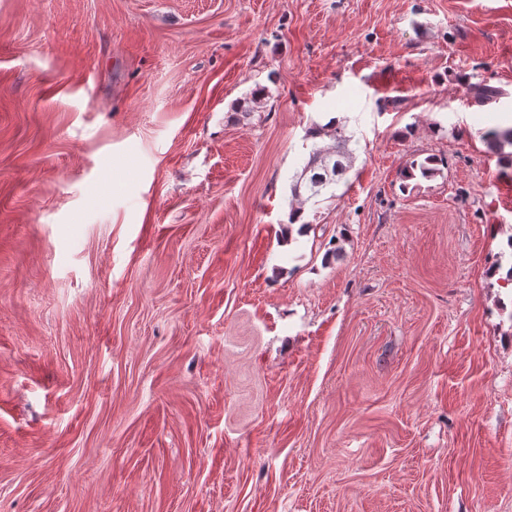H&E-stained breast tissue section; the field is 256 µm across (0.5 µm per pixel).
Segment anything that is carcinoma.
<instances>
[{
	"label": "carcinoma",
	"mask_w": 512,
	"mask_h": 512,
	"mask_svg": "<svg viewBox=\"0 0 512 512\" xmlns=\"http://www.w3.org/2000/svg\"><path fill=\"white\" fill-rule=\"evenodd\" d=\"M465 88L469 96L480 105L491 103L502 95L498 87L483 82H467ZM309 137H326L329 143L313 145L301 172L295 176L291 191L298 206L292 209L294 215L302 212L307 201L332 191L346 179L352 168L353 157L347 147L348 138L344 129L336 125V122L311 129ZM483 139L491 153L501 160L512 162V125L490 128L483 133ZM441 162L442 159L434 155L411 160L401 171V188H407L411 181L434 177Z\"/></svg>",
	"instance_id": "carcinoma-1"
}]
</instances>
